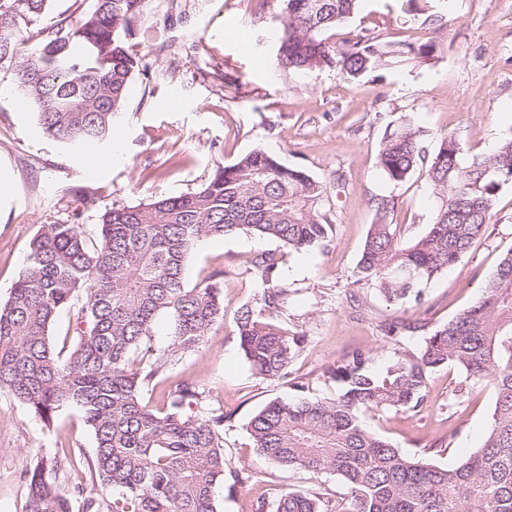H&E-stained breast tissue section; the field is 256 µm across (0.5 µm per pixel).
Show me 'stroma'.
Returning <instances> with one entry per match:
<instances>
[{"label": "stroma", "mask_w": 512, "mask_h": 512, "mask_svg": "<svg viewBox=\"0 0 512 512\" xmlns=\"http://www.w3.org/2000/svg\"><path fill=\"white\" fill-rule=\"evenodd\" d=\"M190 2L146 0L133 20L128 44L144 56L147 69L134 75L116 120L122 150L102 148L104 165H91L84 155L47 139L33 112L16 111L15 65L0 63V303L23 272L41 225L80 224L96 235L100 209L193 191L210 177L215 161L229 164L255 148L306 171L327 187L330 242L285 254L276 241L246 234L201 240L185 278L193 285L226 269L224 325L198 350L179 355L166 384L145 388L144 399L165 408L166 385L188 380L202 394L195 412L223 407L227 468L248 472L252 480L219 494L218 512H258L260 501L280 490L317 485L338 501L347 494L340 477L317 480L279 467L253 447L248 424L269 401L295 399L300 384L310 395L337 397L341 387L325 372L354 351L368 353L370 368L384 371L403 350L420 346L428 331L472 305L501 256L512 250L508 184L484 237L427 285L422 306L388 302L358 275L368 230L378 219V198L393 199L390 218L406 241L422 234L435 213L433 190L422 172L394 184L380 171L377 155L388 129L412 119L430 151L448 133L470 153L490 151L512 136V0H432L442 15L432 25L409 0H362L328 32L332 45L366 36L417 45L432 41L437 48L429 57L356 79L334 70L279 69L272 35L282 0H211L202 10ZM93 6L94 0H51L47 13L23 25V34L38 41L58 20L77 24ZM87 193L96 194L97 208L83 206ZM262 252L279 254V276L288 290L282 318L306 338L284 380L256 375L234 334L238 308L261 305L264 287L250 261ZM395 319L420 321L425 328L394 341L382 325ZM493 407L490 382L449 366L433 373L422 408L368 412L363 420L403 454L452 467L479 448ZM93 454L94 438L79 410H62L47 425L0 390V512H25L26 468L55 457L62 464L46 477L72 493V512H81L82 500L73 490H91Z\"/></svg>", "instance_id": "stroma-1"}]
</instances>
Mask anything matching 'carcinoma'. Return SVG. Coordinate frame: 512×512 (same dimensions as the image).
<instances>
[{"label":"carcinoma","instance_id":"obj_1","mask_svg":"<svg viewBox=\"0 0 512 512\" xmlns=\"http://www.w3.org/2000/svg\"><path fill=\"white\" fill-rule=\"evenodd\" d=\"M50 0H0V63L16 64L18 88L48 138L80 153L111 142L135 73L147 68L130 52L131 23L145 0H95L76 27L62 19L54 34L25 47L21 24L43 15ZM361 0H283L276 57L285 71L335 68L350 78L389 63L429 55L434 45L374 38L341 49L324 34L344 22ZM422 131L407 121L386 136L377 164L394 183L420 169L437 198L433 222L405 243L387 221L394 201L380 197V220L370 225L359 274L387 301L422 303L423 288L450 270L480 239L500 190L512 182V137L488 154H469L453 135L432 154ZM326 188L302 169L256 148L230 165L218 163L196 190L100 213L97 237L80 224H44L30 243L27 266L0 306V390L10 392L44 423L78 409L94 434L88 462L97 493L83 512H217L226 477L245 485L251 475L226 472L224 410L192 414L194 383L169 386L164 410L142 393L167 379L176 357L200 346L224 324V271L189 286L185 264L203 239L240 233L273 239L287 252L322 245L332 233ZM265 286L259 318L246 305L235 335L251 368L270 380L287 378L304 337L279 322L287 289L279 258L251 260ZM76 312L73 344L55 349L50 328ZM173 321L172 345L147 349L155 322ZM423 328L388 322L386 337ZM356 351L326 371L342 385L335 399L272 400L250 420L254 448L276 464L313 475L334 474L348 487L338 504L327 489L280 493L261 506L270 512H512V251L498 263L479 299L407 350L385 371L367 368ZM455 365L491 381L495 403L482 445L465 461L440 468L409 458L369 430L367 411H414L427 402L431 375ZM40 462L25 472L26 512H71L69 496L44 477ZM117 491L112 501L102 494Z\"/></svg>","mask_w":512,"mask_h":512}]
</instances>
